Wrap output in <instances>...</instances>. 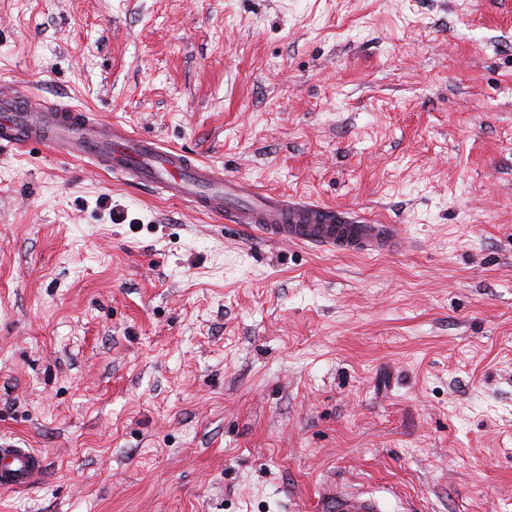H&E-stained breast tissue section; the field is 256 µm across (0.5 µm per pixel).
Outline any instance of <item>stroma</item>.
I'll return each instance as SVG.
<instances>
[{"label":"stroma","mask_w":512,"mask_h":512,"mask_svg":"<svg viewBox=\"0 0 512 512\" xmlns=\"http://www.w3.org/2000/svg\"><path fill=\"white\" fill-rule=\"evenodd\" d=\"M21 87L404 245L0 146V512H512V0H0ZM42 455L33 448H20L0 441V488L14 491L29 485L43 470ZM324 507L329 512H378L375 501L362 494H341L336 491L328 493Z\"/></svg>","instance_id":"stroma-1"}]
</instances>
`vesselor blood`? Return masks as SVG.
Segmentation results:
<instances>
[{"label":"vessel or blood","instance_id":"b4317fda","mask_svg":"<svg viewBox=\"0 0 512 512\" xmlns=\"http://www.w3.org/2000/svg\"><path fill=\"white\" fill-rule=\"evenodd\" d=\"M95 124L90 112L26 90L0 94V141L41 142L60 154L85 156L103 172L187 202L251 230L259 240L340 254H392L403 246L397 225L372 224L310 199L260 192L183 150L161 146L117 124L98 132ZM44 467L37 450L0 442L1 490L26 487ZM324 507L326 512H378L375 501L353 493H329Z\"/></svg>","mask_w":512,"mask_h":512}]
</instances>
